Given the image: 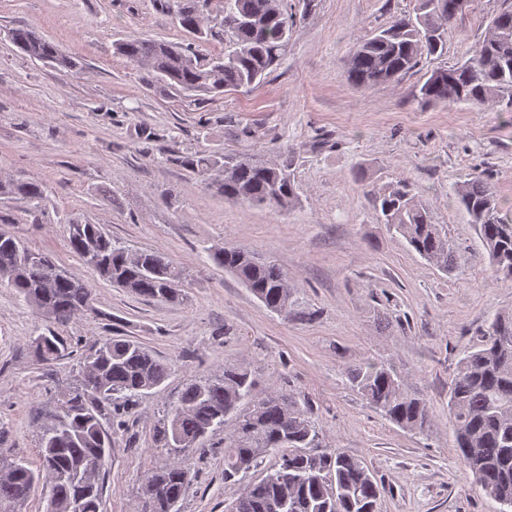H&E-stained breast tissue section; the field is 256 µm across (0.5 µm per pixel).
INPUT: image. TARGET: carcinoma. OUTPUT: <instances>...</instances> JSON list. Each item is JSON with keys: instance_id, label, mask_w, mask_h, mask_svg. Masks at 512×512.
Wrapping results in <instances>:
<instances>
[{"instance_id": "obj_1", "label": "carcinoma", "mask_w": 512, "mask_h": 512, "mask_svg": "<svg viewBox=\"0 0 512 512\" xmlns=\"http://www.w3.org/2000/svg\"><path fill=\"white\" fill-rule=\"evenodd\" d=\"M416 16L398 17L372 37L360 41L346 60L349 84L367 88L408 73L425 54L443 49L444 33L470 0H417ZM213 0H163L180 26L205 34ZM221 26L228 44L224 53L200 59L179 43L130 36L115 52L144 66L148 86L176 87L189 96H211L263 82L280 60L290 39L292 16L287 0H224ZM18 52L61 70L77 67L57 44L27 26L8 31ZM512 94V8L490 21L481 43L451 67L432 70L419 87L427 104L487 105ZM225 199L250 206L287 210L298 203L294 152L284 150L267 161L257 154L194 153L176 157ZM496 271L512 279V216L502 213L483 177L454 187ZM0 198L39 207L46 188L28 178L0 179ZM383 223L392 228L427 263L443 272L456 269L460 255L427 205L399 181L372 194ZM67 242L86 266L102 279L118 278L127 291L152 300L182 304L185 272L161 252H133L114 241L99 224L67 225ZM45 252L0 231V284L14 289L58 325L93 309V289L77 275L29 266ZM213 259L234 274L270 311L288 313L292 290L283 272L241 249L222 248ZM36 360L53 363L65 356L63 338L51 332L31 341ZM170 367L139 342L112 336L82 357L69 393L48 414L39 436L40 464L30 468L0 449V512H23L32 492L48 487L47 512H101L100 476L111 456L112 435L103 419L115 396H138L162 385ZM351 385L396 426L422 432L430 423L425 396L413 389L403 372L385 361L366 360L348 369ZM449 409L457 447L477 485L496 500H512V313L498 314L485 340L460 359L450 384ZM224 433V483L262 466L276 465L260 480L239 487L229 512H378L382 489L358 458L336 450L315 451L319 437L309 412L292 396L256 393L248 369L226 365L221 377L191 381L171 405L157 430L161 447L174 459L152 472L141 495L144 512H179L190 481L186 456Z\"/></svg>"}]
</instances>
